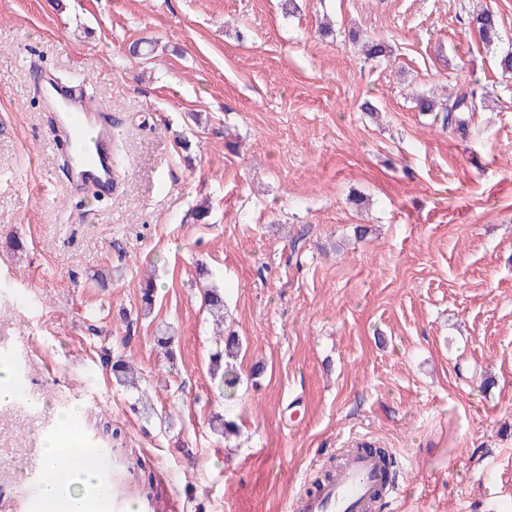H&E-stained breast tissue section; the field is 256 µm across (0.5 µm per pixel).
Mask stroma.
I'll list each match as a JSON object with an SVG mask.
<instances>
[{"label": "stroma", "instance_id": "obj_1", "mask_svg": "<svg viewBox=\"0 0 512 512\" xmlns=\"http://www.w3.org/2000/svg\"><path fill=\"white\" fill-rule=\"evenodd\" d=\"M299 3L0 0V366L17 388L0 512H37L40 449L74 407L120 473L103 512H284L353 435L402 466L379 512H512V0ZM371 37L392 57L359 56ZM140 40L150 58L130 55ZM36 67L90 76L111 113L108 201L71 193ZM474 80L468 136L412 102ZM208 285L242 342L229 400ZM103 346L140 369L153 417L130 412ZM477 22L478 32L482 40L490 44L494 38H498L499 24L496 15L490 10H483L473 17Z\"/></svg>", "mask_w": 512, "mask_h": 512}]
</instances>
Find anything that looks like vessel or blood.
<instances>
[{
	"instance_id": "vessel-or-blood-1",
	"label": "vessel or blood",
	"mask_w": 512,
	"mask_h": 512,
	"mask_svg": "<svg viewBox=\"0 0 512 512\" xmlns=\"http://www.w3.org/2000/svg\"><path fill=\"white\" fill-rule=\"evenodd\" d=\"M56 135L54 151L69 171L72 190L96 187L109 195L119 184L113 161L116 134L105 115L83 93L51 88ZM398 485L385 482L384 463L359 448L350 449L332 479L290 500L288 512H376L383 499H397Z\"/></svg>"
}]
</instances>
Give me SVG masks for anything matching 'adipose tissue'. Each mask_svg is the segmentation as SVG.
<instances>
[{
    "mask_svg": "<svg viewBox=\"0 0 512 512\" xmlns=\"http://www.w3.org/2000/svg\"><path fill=\"white\" fill-rule=\"evenodd\" d=\"M42 457V512H93L94 501L109 499L112 488L99 478L107 463L84 442L79 408L62 415L57 433L44 442Z\"/></svg>",
    "mask_w": 512,
    "mask_h": 512,
    "instance_id": "ef3b65f1",
    "label": "adipose tissue"
}]
</instances>
